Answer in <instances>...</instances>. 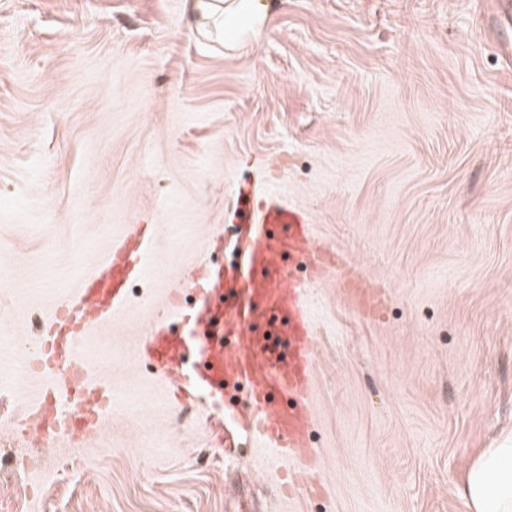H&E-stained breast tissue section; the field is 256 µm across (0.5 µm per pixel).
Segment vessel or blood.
<instances>
[{
  "label": "vessel or blood",
  "mask_w": 512,
  "mask_h": 512,
  "mask_svg": "<svg viewBox=\"0 0 512 512\" xmlns=\"http://www.w3.org/2000/svg\"><path fill=\"white\" fill-rule=\"evenodd\" d=\"M240 217L252 220L253 228L237 259L205 275L196 266L187 271L171 301L150 308V326L139 339L138 354L170 377L179 400L185 396L181 364L191 353L201 366V390L213 405L223 402L227 388L246 384L253 406L235 416L237 430L259 436L284 458L301 461V470L288 477V491L304 498L318 488L305 409L317 342L308 315L309 284L292 269L309 265L321 280L343 279L346 271L322 262L312 226L300 209L271 198ZM142 230V225H128L104 261L45 324L35 361L41 371L60 372L57 391L87 384L88 371L80 358L82 340L92 324L110 319L125 305L126 285L140 270ZM198 286L203 297L196 307L194 346L189 349L168 335L165 325L179 309L182 292Z\"/></svg>",
  "instance_id": "vessel-or-blood-1"
}]
</instances>
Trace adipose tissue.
Instances as JSON below:
<instances>
[{
	"instance_id": "adipose-tissue-1",
	"label": "adipose tissue",
	"mask_w": 512,
	"mask_h": 512,
	"mask_svg": "<svg viewBox=\"0 0 512 512\" xmlns=\"http://www.w3.org/2000/svg\"><path fill=\"white\" fill-rule=\"evenodd\" d=\"M191 21L204 36H221L240 18L261 29L266 15L254 0H187ZM470 512H512V431L503 433L495 447L483 449L463 474L457 488Z\"/></svg>"
}]
</instances>
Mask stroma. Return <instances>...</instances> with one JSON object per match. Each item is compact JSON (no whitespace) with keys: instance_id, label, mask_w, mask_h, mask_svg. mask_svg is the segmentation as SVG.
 Segmentation results:
<instances>
[{"instance_id":"1","label":"stroma","mask_w":512,"mask_h":512,"mask_svg":"<svg viewBox=\"0 0 512 512\" xmlns=\"http://www.w3.org/2000/svg\"><path fill=\"white\" fill-rule=\"evenodd\" d=\"M260 35L185 0H0V394L52 387L40 323L142 224L124 309L80 354L111 399L84 449L0 471V512H469L464 469L512 427V69L477 0H269ZM303 208L384 296L312 282L307 405L323 492L256 437L219 446L140 361L146 310L237 254L239 183Z\"/></svg>"}]
</instances>
